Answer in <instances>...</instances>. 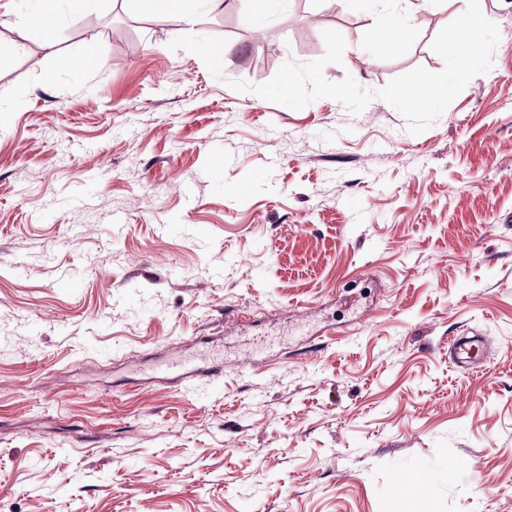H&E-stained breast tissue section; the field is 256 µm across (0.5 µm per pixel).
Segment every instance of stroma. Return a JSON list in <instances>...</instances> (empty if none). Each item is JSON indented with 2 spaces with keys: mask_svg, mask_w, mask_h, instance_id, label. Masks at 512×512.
Here are the masks:
<instances>
[{
  "mask_svg": "<svg viewBox=\"0 0 512 512\" xmlns=\"http://www.w3.org/2000/svg\"><path fill=\"white\" fill-rule=\"evenodd\" d=\"M480 3L491 70L412 135L379 98L227 82L328 29L329 81L440 71L467 0L396 46L342 0L261 28L250 0H97L50 39L0 0V512H512V0ZM86 45L97 69L60 68ZM188 359L222 378H156ZM141 8L144 11L153 14H165L176 10L184 15L188 20H192L202 2L210 5H217L219 0H140ZM451 351L459 367L478 368L486 360L488 346L483 337L478 334L454 336L451 340Z\"/></svg>",
  "mask_w": 512,
  "mask_h": 512,
  "instance_id": "35a3bbf8",
  "label": "stroma"
}]
</instances>
